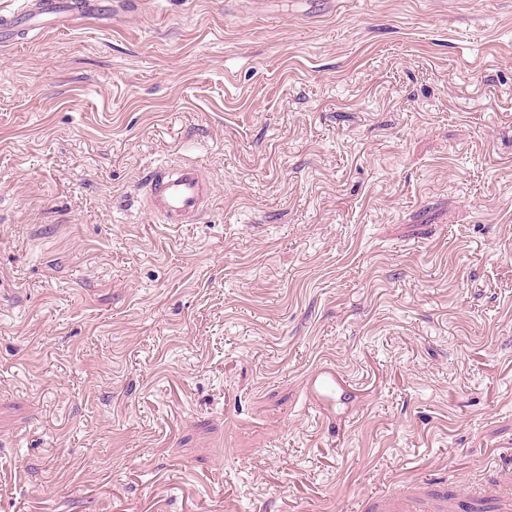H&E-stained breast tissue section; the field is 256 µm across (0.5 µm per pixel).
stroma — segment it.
I'll use <instances>...</instances> for the list:
<instances>
[{
    "mask_svg": "<svg viewBox=\"0 0 512 512\" xmlns=\"http://www.w3.org/2000/svg\"><path fill=\"white\" fill-rule=\"evenodd\" d=\"M179 160L215 195L168 230ZM405 498L512 512V0H115L0 46V512ZM145 208L164 227L193 224L214 195V186L196 163L155 167L145 177Z\"/></svg>",
    "mask_w": 512,
    "mask_h": 512,
    "instance_id": "obj_1",
    "label": "stroma"
}]
</instances>
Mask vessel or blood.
Returning a JSON list of instances; mask_svg holds the SVG:
<instances>
[{"instance_id":"vessel-or-blood-1","label":"vessel or blood","mask_w":512,"mask_h":512,"mask_svg":"<svg viewBox=\"0 0 512 512\" xmlns=\"http://www.w3.org/2000/svg\"><path fill=\"white\" fill-rule=\"evenodd\" d=\"M98 0H23L0 23V40L13 39L20 31L37 34L103 20ZM145 208L173 229L194 223L214 195V186L194 163L151 169L145 177Z\"/></svg>"}]
</instances>
